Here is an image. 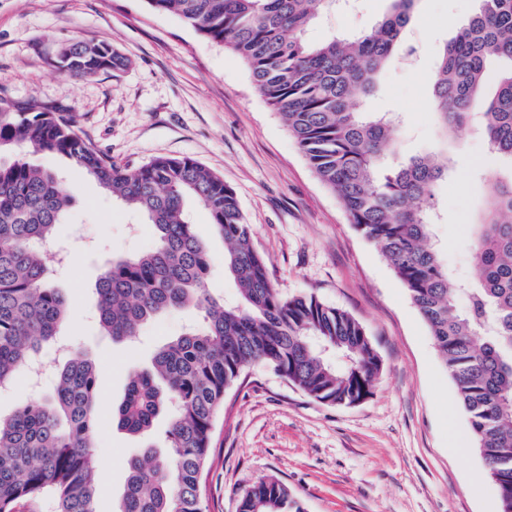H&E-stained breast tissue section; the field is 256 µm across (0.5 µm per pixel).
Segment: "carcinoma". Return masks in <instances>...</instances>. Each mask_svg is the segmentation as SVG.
Returning a JSON list of instances; mask_svg holds the SVG:
<instances>
[{"instance_id":"carcinoma-1","label":"carcinoma","mask_w":512,"mask_h":512,"mask_svg":"<svg viewBox=\"0 0 512 512\" xmlns=\"http://www.w3.org/2000/svg\"><path fill=\"white\" fill-rule=\"evenodd\" d=\"M182 17L201 35L237 53L258 92L280 114L317 178L341 200L352 224L372 241L426 323L487 471L499 477L501 512H512V175L487 180L488 201L472 225L476 283L454 285L432 243L434 203L448 178V136L483 129L497 155L512 161V0H479L478 12L446 45L434 71L431 105L439 150L392 167L382 159L399 124L389 112H363L378 77L400 47L415 0H389L370 30L310 43L318 8L335 0H147ZM507 61L493 95L488 65ZM72 77L119 70L111 45L77 41L58 54ZM63 156L153 226L154 246L112 259L95 286L98 323L114 342L172 310L195 308L201 325L160 347L152 366L130 374L113 408L132 436L168 417V452L149 447L127 462L118 512H204L200 477L224 396L251 365L262 364L308 396L346 406L371 394L381 362L371 338L348 312L313 295L284 297L252 244L236 192L191 157L157 156L118 167L77 131L70 113L31 100L0 98V387H11L45 343L61 337L67 300L51 283L57 238L73 200L58 174L28 157ZM192 198L224 241V272L240 287L226 303L207 288L213 260L187 218ZM468 297L458 308L456 294ZM348 358L330 364L322 347ZM97 368L70 357L44 403L25 402L0 416V512L45 498L54 512H95L92 465ZM237 512H304L286 484L264 478L245 491Z\"/></svg>"}]
</instances>
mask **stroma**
<instances>
[{"label":"stroma","instance_id":"stroma-1","mask_svg":"<svg viewBox=\"0 0 512 512\" xmlns=\"http://www.w3.org/2000/svg\"><path fill=\"white\" fill-rule=\"evenodd\" d=\"M388 7L389 0H352L349 9L321 12L307 38L317 43L367 29ZM478 7L479 0H417L401 43L419 52L393 57L367 105L402 116L389 161L436 144L431 75L446 42ZM79 40L112 45L126 67L85 78L61 73L58 51ZM1 95L72 112L82 134L117 165L188 156L221 174L280 293L312 295L347 311L374 343L382 368L372 395L356 406L318 402L264 365L246 369L213 425L201 485L205 512H236L239 497L267 477L288 485L305 512H498V489L426 324L379 250L317 179L240 56L146 0H0ZM448 149L451 172L438 193L433 241L451 277L469 280V226L484 213L488 177L507 175L512 162L491 153L474 127ZM33 161L80 186L58 236L69 257L54 282L70 302L63 333L72 350L97 361L95 509L116 512L128 458L147 445L165 452L167 421L132 437L113 423L112 407L129 372L149 368L156 350L197 315L169 311L131 344L103 336L95 284L113 257L149 250L153 228L61 156L38 154ZM186 207L214 259L210 293L234 301L238 284L224 272L223 241L201 204L190 200Z\"/></svg>","mask_w":512,"mask_h":512}]
</instances>
